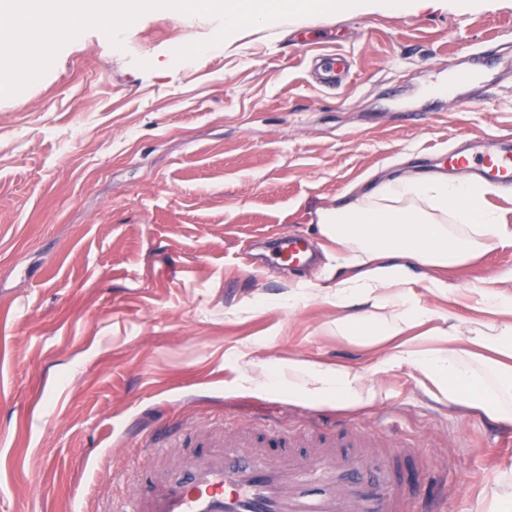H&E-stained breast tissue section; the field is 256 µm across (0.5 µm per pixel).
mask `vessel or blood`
<instances>
[{"instance_id": "1", "label": "vessel or blood", "mask_w": 512, "mask_h": 512, "mask_svg": "<svg viewBox=\"0 0 512 512\" xmlns=\"http://www.w3.org/2000/svg\"><path fill=\"white\" fill-rule=\"evenodd\" d=\"M453 169L512 184V151L486 148L448 155ZM271 259L302 266L311 259L305 237L281 235ZM370 437L318 431L303 440L264 441L212 432L193 439L194 454L172 459L169 448L144 451L142 465H157L148 488L124 512H409L397 464L407 448L372 449Z\"/></svg>"}]
</instances>
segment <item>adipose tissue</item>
Here are the masks:
<instances>
[{"mask_svg":"<svg viewBox=\"0 0 512 512\" xmlns=\"http://www.w3.org/2000/svg\"><path fill=\"white\" fill-rule=\"evenodd\" d=\"M322 238L335 242L351 275L336 284V305L369 307L365 325L336 320L337 336L352 342L396 340L389 360L417 369L437 396L477 410L494 423L512 425V295L477 288L480 318L467 327L436 329L429 348L404 340L407 329L434 313L414 297L410 265L447 268L470 259L481 245L512 247V225L493 209L475 180L434 175L394 177L319 211ZM288 392L347 404L377 400L362 373L344 365L306 360L288 364Z\"/></svg>","mask_w":512,"mask_h":512,"instance_id":"1","label":"adipose tissue"}]
</instances>
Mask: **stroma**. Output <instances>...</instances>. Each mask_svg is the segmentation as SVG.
<instances>
[{
	"instance_id": "1",
	"label": "stroma",
	"mask_w": 512,
	"mask_h": 512,
	"mask_svg": "<svg viewBox=\"0 0 512 512\" xmlns=\"http://www.w3.org/2000/svg\"><path fill=\"white\" fill-rule=\"evenodd\" d=\"M218 28L153 10L118 49L91 29L0 98V512L123 506L141 485L140 427L175 443L202 425L315 423L413 449L404 474L430 459L448 490L440 512H488L493 489L512 487L498 424L438 399L412 367L380 370L389 344L337 337L349 270L317 212L390 176L446 172L454 147L512 149V0L249 27L176 60ZM327 49L351 67L333 89L309 72ZM478 52L480 82L429 94ZM286 231L306 236L316 263L267 262ZM411 272L450 291L418 288L436 314L410 328L420 338L446 317L476 318L473 284L512 293V247ZM300 359L373 374L381 398L289 396Z\"/></svg>"
}]
</instances>
